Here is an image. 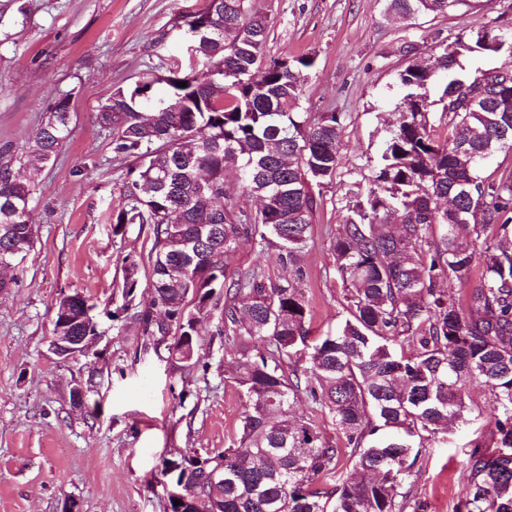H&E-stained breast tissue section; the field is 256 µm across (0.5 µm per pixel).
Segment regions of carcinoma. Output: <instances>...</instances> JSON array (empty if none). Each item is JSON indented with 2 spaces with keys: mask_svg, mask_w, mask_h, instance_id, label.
I'll list each match as a JSON object with an SVG mask.
<instances>
[{
  "mask_svg": "<svg viewBox=\"0 0 512 512\" xmlns=\"http://www.w3.org/2000/svg\"><path fill=\"white\" fill-rule=\"evenodd\" d=\"M388 2L410 16L445 14L460 0ZM203 13L199 70L119 86L97 106L113 153L135 162L112 223L148 224L153 234V295L136 312L143 335H165L162 312L181 335L197 336V323L182 319L188 305L201 316L221 304L238 349L244 411L232 443L209 456V469H224L221 496L195 475L202 512H405L404 484L425 436L467 421L471 382L493 396L495 447L471 444L457 512H512V457L501 454L512 452V179L480 175L485 162L512 151V79L497 75L498 90H482L456 70L462 53L497 52L505 36L495 28L459 34L399 72L400 119L382 140L373 185L352 192L332 240L346 317L337 332L311 340L300 274L229 277L224 257L255 237L296 266L312 234L311 187L339 164L341 114L304 116L316 57L264 63L269 22L247 0H208ZM70 102L69 92L55 101L19 158L30 179L17 178L11 148L0 147V269L20 266L33 248L32 185L69 136ZM436 105L448 118L443 139L430 124ZM228 166L241 171V195L263 208L230 203ZM479 240L481 279L463 308L441 285L470 276ZM138 286L131 261L126 302ZM96 308L85 297L72 307L78 335H99ZM301 395L331 417L344 445L324 440L311 419L290 418ZM344 458L351 468L342 475Z\"/></svg>",
  "mask_w": 512,
  "mask_h": 512,
  "instance_id": "1",
  "label": "carcinoma"
}]
</instances>
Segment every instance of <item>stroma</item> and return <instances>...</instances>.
I'll return each instance as SVG.
<instances>
[{
    "mask_svg": "<svg viewBox=\"0 0 512 512\" xmlns=\"http://www.w3.org/2000/svg\"><path fill=\"white\" fill-rule=\"evenodd\" d=\"M206 0H0V146L23 152L61 93L71 92L70 135L35 181L30 208L34 250L0 290V512H168L163 463L227 448L245 398L234 380L237 350L221 307L199 325L195 363L171 361L168 339L142 333L122 311V268L138 265L135 305L151 299L148 225L114 226L132 163L115 156L97 105L118 86L188 72V23ZM270 25L266 55L310 54L304 86L309 118L345 115L339 164L313 187L312 240L300 258L310 336L341 326L343 288L331 243L353 186L369 188L381 141L395 124L397 76L438 41L495 27L512 34V0H467L448 15L403 17L387 0H248ZM229 271L260 269L278 281L290 271L275 249L242 240ZM96 303L100 345L62 361L49 347L57 303L66 294ZM91 384L89 406L69 391ZM468 422L438 430L406 487L424 512H456L466 495L468 443L489 440L493 402L467 387Z\"/></svg>",
    "mask_w": 512,
    "mask_h": 512,
    "instance_id": "1",
    "label": "stroma"
}]
</instances>
